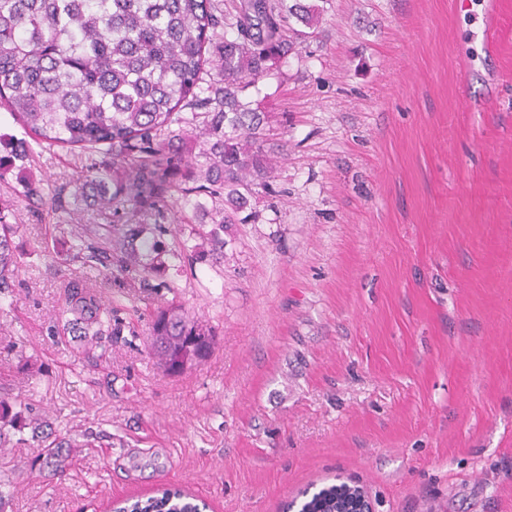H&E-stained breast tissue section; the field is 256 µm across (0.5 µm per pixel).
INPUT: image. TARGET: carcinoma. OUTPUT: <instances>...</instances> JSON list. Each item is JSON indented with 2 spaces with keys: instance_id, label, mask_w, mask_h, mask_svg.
Returning <instances> with one entry per match:
<instances>
[{
  "instance_id": "1",
  "label": "carcinoma",
  "mask_w": 512,
  "mask_h": 512,
  "mask_svg": "<svg viewBox=\"0 0 512 512\" xmlns=\"http://www.w3.org/2000/svg\"><path fill=\"white\" fill-rule=\"evenodd\" d=\"M319 14L305 0H247L237 19L238 37L224 41L218 55L205 57L220 26L212 0H0V105L38 142L91 150L112 147V165L101 172L91 164L75 183L74 195L101 208L127 199L152 217L158 233L169 210L167 194L205 195L224 202L223 219L205 244L224 250L221 232L232 224L254 194L267 187L273 169L266 117L241 104L236 88L256 80L268 62L309 37ZM305 26L300 30L292 25ZM224 80V101L196 135L172 125L177 109L198 100L204 66ZM198 152H192V146ZM103 232L80 235L77 253L68 239L55 250L58 263L75 258L101 266L115 284L139 277L140 292L162 287L150 280L162 254L157 236L130 225L124 239ZM12 224H0V294L14 286L21 268ZM120 256L113 258L114 250ZM65 306L52 318L55 335H123L125 325L96 286L68 284ZM152 354L169 375L204 361L212 349L210 330L167 309L151 319ZM21 414L0 398V448L10 432L21 431ZM62 438L42 450L47 463L62 471L71 460ZM119 512H199L177 488H165L146 501H128Z\"/></svg>"
}]
</instances>
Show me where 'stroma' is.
<instances>
[{"instance_id": "1", "label": "stroma", "mask_w": 512, "mask_h": 512, "mask_svg": "<svg viewBox=\"0 0 512 512\" xmlns=\"http://www.w3.org/2000/svg\"><path fill=\"white\" fill-rule=\"evenodd\" d=\"M312 2L311 37L238 93L284 147L269 190L204 260L172 253L218 204L171 201L157 294L48 253L66 224L146 223L130 202L55 208L105 152L37 145L0 170L24 255L0 396L48 421L0 453L1 512H111L162 487L201 512H300L342 483L373 512H512V0ZM74 281L130 333L52 335ZM167 307L215 340L176 376L150 354ZM58 437L80 446L56 474L36 446Z\"/></svg>"}]
</instances>
